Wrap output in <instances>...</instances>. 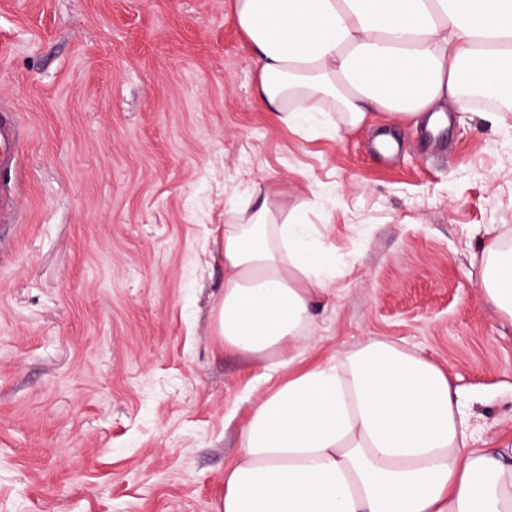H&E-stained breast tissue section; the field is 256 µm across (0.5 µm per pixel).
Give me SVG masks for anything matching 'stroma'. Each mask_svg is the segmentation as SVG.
<instances>
[{
    "label": "stroma",
    "instance_id": "35a3bbf8",
    "mask_svg": "<svg viewBox=\"0 0 512 512\" xmlns=\"http://www.w3.org/2000/svg\"><path fill=\"white\" fill-rule=\"evenodd\" d=\"M231 0H0L19 115L0 224V512H215L252 404L287 368L225 351L229 203L304 204L320 277L307 363L368 338L434 361L469 447L512 434V317L486 249L512 231V112L295 130L254 96ZM397 141L394 156L375 148Z\"/></svg>",
    "mask_w": 512,
    "mask_h": 512
}]
</instances>
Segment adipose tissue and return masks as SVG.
I'll use <instances>...</instances> for the list:
<instances>
[{"instance_id": "adipose-tissue-1", "label": "adipose tissue", "mask_w": 512, "mask_h": 512, "mask_svg": "<svg viewBox=\"0 0 512 512\" xmlns=\"http://www.w3.org/2000/svg\"><path fill=\"white\" fill-rule=\"evenodd\" d=\"M254 95L288 127L404 123L466 85L512 93V0H232ZM273 186L224 227L217 334L256 360L310 329L326 254ZM490 300L512 315V248H491ZM445 371L394 341L288 376L253 407L216 512H512V437L468 448Z\"/></svg>"}]
</instances>
